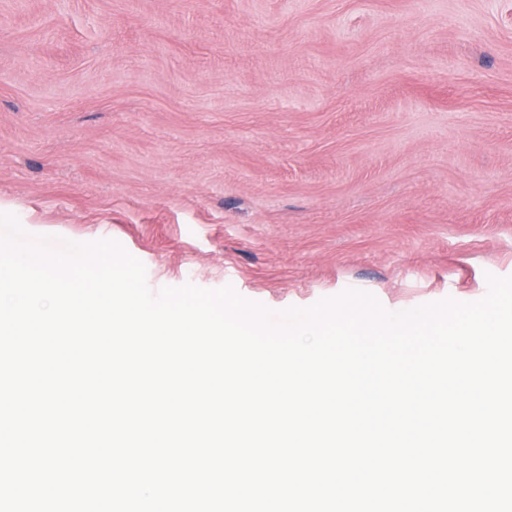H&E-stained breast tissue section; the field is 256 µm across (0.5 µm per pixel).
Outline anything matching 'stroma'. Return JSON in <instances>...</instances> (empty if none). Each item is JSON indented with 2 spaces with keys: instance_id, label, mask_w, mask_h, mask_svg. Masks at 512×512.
I'll list each match as a JSON object with an SVG mask.
<instances>
[{
  "instance_id": "obj_1",
  "label": "stroma",
  "mask_w": 512,
  "mask_h": 512,
  "mask_svg": "<svg viewBox=\"0 0 512 512\" xmlns=\"http://www.w3.org/2000/svg\"><path fill=\"white\" fill-rule=\"evenodd\" d=\"M0 213L155 292L479 301L512 276V0H0Z\"/></svg>"
}]
</instances>
